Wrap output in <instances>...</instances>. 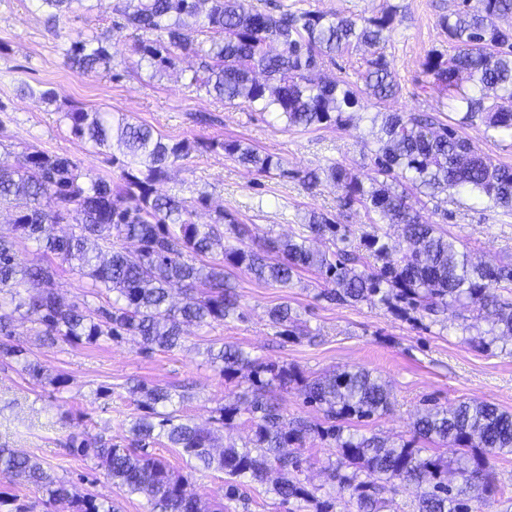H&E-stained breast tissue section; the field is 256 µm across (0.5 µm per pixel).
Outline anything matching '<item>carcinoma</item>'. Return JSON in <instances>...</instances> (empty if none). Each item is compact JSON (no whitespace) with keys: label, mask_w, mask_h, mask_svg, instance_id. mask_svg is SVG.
<instances>
[{"label":"carcinoma","mask_w":512,"mask_h":512,"mask_svg":"<svg viewBox=\"0 0 512 512\" xmlns=\"http://www.w3.org/2000/svg\"><path fill=\"white\" fill-rule=\"evenodd\" d=\"M38 2L55 20L75 0ZM480 2L478 13L458 9L438 22L455 43L456 54L446 59L432 52L422 63L424 74L460 115L457 122L445 124L428 112H388L372 141L364 144L374 167L369 183L339 164L326 170V179L342 190V206L360 205L373 214L372 223L401 228L406 247L398 259L391 258L385 232L361 239L365 257L338 247L348 242L351 229L317 211L310 213L308 231L332 241L333 250L315 249L303 236L254 245L248 242L247 225L222 211L213 223L197 224L193 213L204 199L158 193L156 184L171 167L201 149H219L263 174L283 170L281 159L262 156L240 140L171 141L125 116L116 119L79 107L62 112L61 121L81 140L106 146L117 139L125 157L120 183L114 187L82 173L70 158L41 152L29 154L21 172L0 161V206L14 209L12 235L0 234V357L21 358L23 371L43 375L41 366L24 358L25 349L12 342L10 327L17 313L38 325L37 335L50 346L59 340L79 346L132 335L145 350L176 349L186 340L185 326H209L238 311V296L224 280L226 265L284 288L299 270L311 269L323 280L320 295L330 301H376L433 323L460 305L490 323L484 334L473 337L479 346L511 339L512 296L507 293L512 291V264L474 263L457 240L421 221L409 194L414 190L434 197L462 190L494 207L512 209V167L493 163L458 133L464 125L480 124L489 139L512 138V30L497 24L512 14V0ZM115 11L141 33L137 65H147L155 76L175 67L180 55L195 53L204 65L193 72L190 84L206 87L226 104L241 101L270 114L287 129L342 125L360 106L361 96L380 101L399 91L384 52L395 28L394 8L357 18L310 10L273 14L252 0H118ZM198 32L209 34V42L195 41ZM358 48L364 50L363 89L344 78L312 79L316 69ZM64 55L77 71L108 70L112 62L101 34L78 36ZM398 184L404 190L396 189ZM61 223L75 225V231L56 236L54 225ZM125 239L137 241L138 248L126 250ZM20 241L36 243L40 259L22 257ZM55 259L78 268L91 288L112 294L109 307L93 315L62 303L54 288ZM174 290L184 294L179 306L170 301ZM269 318L287 336L306 333L287 305L271 309ZM206 355L226 379L247 371L250 387L219 405L217 426L196 424L174 410L158 411L173 404L171 392L138 383L132 392L142 397V414L127 444L74 433L63 447L94 459L112 483L143 497L148 512H224V504L188 490L190 474L145 451L147 444L163 439L190 470L224 472L229 499L239 495L243 481L264 483L274 473L268 492L283 504L312 502L314 512H333L334 503L316 499L299 478L308 458L282 452L312 436L335 445L336 461L326 477L337 493L349 494L357 512H382L389 505L382 494L395 495L409 486L416 490V512H478L476 505L496 493L492 461L512 454V413L483 400L452 410L429 408L415 421L411 439L389 443L349 432V424L390 408L386 383L365 368L305 378L286 365L252 359L233 345L210 346ZM292 384L323 413L322 425L285 422L277 393ZM242 417L252 438L240 447L218 446L219 432L233 430ZM421 441L450 442L459 455L448 461L419 447ZM2 480L40 489L46 506L67 501L73 512H115L112 502L55 479L39 459L0 446Z\"/></svg>","instance_id":"cac0c4a2"}]
</instances>
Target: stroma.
<instances>
[{
  "label": "stroma",
  "instance_id": "35a3bbf8",
  "mask_svg": "<svg viewBox=\"0 0 512 512\" xmlns=\"http://www.w3.org/2000/svg\"><path fill=\"white\" fill-rule=\"evenodd\" d=\"M115 3L74 0L71 11L51 24L37 0H0V160L20 167L28 153L39 151L78 160L82 171L116 181L121 149L96 147L73 136L60 116L74 106L125 114L168 139H239L280 158L284 172L262 174L224 154L197 151L170 169L157 189L197 201L195 223H212L220 211L232 214L248 225L255 243L270 236L305 235L313 211L334 216L359 237L374 231L363 208L341 206V192L332 183L309 191L299 176L338 163L361 178L371 177V155L362 146L376 113L431 112L449 121L447 99L429 84L422 63L430 52L446 57L455 52L438 26L441 16L464 5L472 10L480 6L479 0H253L259 9L272 12L305 9L366 18L392 6L397 9L386 54L400 86L398 95L381 102L362 98L343 125L303 130L271 122L244 104H224L191 85L190 76L201 66L194 54L181 56L174 70L155 77L137 67L138 35L124 26ZM91 33L105 35L111 44V71L79 73L67 64L65 45ZM25 84L51 90L53 100L23 93ZM411 200L424 220L457 238L473 261L512 263V211L453 190L436 199L415 194ZM225 274L238 295L240 316L187 327L188 341L170 351L143 350L138 338L129 335L97 345L60 341L49 347L31 322L16 319L14 343L40 362L45 374L30 376L14 359L0 357V445L38 457L53 476L112 501L118 512H147L143 498L128 495L101 474L93 459L69 455L63 444L70 433L80 431L126 444L139 413L131 388L139 382L167 387L176 395L181 415L209 424L221 398L245 387L242 378L225 380L208 362L206 348L212 343L237 346L250 357L297 368L309 378L346 366L382 376L392 407L357 424L365 436L410 439L414 420L428 407L450 408L471 399L512 413V340L486 350L476 347L471 339L487 324L470 310H451L444 323L434 325L378 303L343 305L323 299L322 280L312 271L301 272L288 288L259 282L231 267ZM55 288L62 302L93 311L112 300L110 293L89 288L87 279L65 264L57 268ZM283 303L297 311L307 335L286 338L272 326L268 312ZM57 375L66 379V387L50 384V377ZM304 453L311 458L301 474L308 489L319 498L334 499L335 512H356L349 497L337 495L324 474L336 459L335 449L310 439ZM190 489L205 499L223 501L224 512H309L294 503L280 504L257 483L245 486L239 499H226L224 474L216 470L196 472Z\"/></svg>",
  "mask_w": 512,
  "mask_h": 512
}]
</instances>
